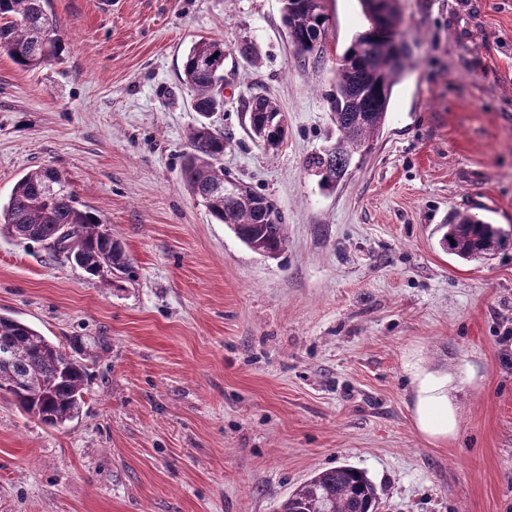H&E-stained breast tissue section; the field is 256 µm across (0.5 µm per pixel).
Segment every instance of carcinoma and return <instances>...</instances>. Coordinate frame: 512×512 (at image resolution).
I'll return each mask as SVG.
<instances>
[{"label":"carcinoma","mask_w":512,"mask_h":512,"mask_svg":"<svg viewBox=\"0 0 512 512\" xmlns=\"http://www.w3.org/2000/svg\"><path fill=\"white\" fill-rule=\"evenodd\" d=\"M282 21L295 52L325 58L330 16L326 0H281ZM403 19L392 4L351 41L338 57L330 94L335 141L308 159L320 188L336 191L355 156L370 153L387 119L395 85L403 78L411 50L403 37ZM65 40L50 0H0V48L23 70L41 68L59 58ZM224 42L199 39L189 49L181 77L195 92L193 109L202 120L189 128L181 173L188 190L199 196L205 185L232 186L206 198L204 206L229 226L253 252L279 257L288 244L286 225L275 205L224 172V134L207 122L224 109ZM248 133L268 149L285 139L288 125L271 97L247 98ZM440 244L463 261L487 259L507 233L472 215L445 225ZM0 235L41 244L64 256L89 277L132 276L133 263L112 228L71 192L56 169L27 172L0 204ZM88 382L86 365L65 347L32 326L0 313V393L42 424L58 427L79 417ZM377 490L367 473L341 464L315 474L282 501L278 512H377Z\"/></svg>","instance_id":"obj_1"}]
</instances>
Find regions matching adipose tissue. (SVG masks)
Here are the masks:
<instances>
[{"label":"adipose tissue","mask_w":512,"mask_h":512,"mask_svg":"<svg viewBox=\"0 0 512 512\" xmlns=\"http://www.w3.org/2000/svg\"><path fill=\"white\" fill-rule=\"evenodd\" d=\"M415 422L418 430L433 439L447 438L454 428L443 385L424 371H415Z\"/></svg>","instance_id":"1"}]
</instances>
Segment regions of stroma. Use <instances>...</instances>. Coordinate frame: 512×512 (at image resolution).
Here are the masks:
<instances>
[{
	"label": "stroma",
	"instance_id": "35a3bbf8",
	"mask_svg": "<svg viewBox=\"0 0 512 512\" xmlns=\"http://www.w3.org/2000/svg\"><path fill=\"white\" fill-rule=\"evenodd\" d=\"M399 6L409 66L375 149L330 194L305 160L332 135L359 0H328L319 62L289 45L280 0H52L59 60L23 70L0 49V200L55 168L135 270L91 278L0 236V313L89 374L58 428L0 396V512H276L344 463L378 512H512V242L472 262L439 245L460 213L512 234V0ZM201 38L227 54L224 169L275 203L278 259L181 179L199 118L182 60ZM260 91L287 117L274 150L247 133ZM414 366L445 385L447 440L416 427Z\"/></svg>",
	"mask_w": 512,
	"mask_h": 512
}]
</instances>
